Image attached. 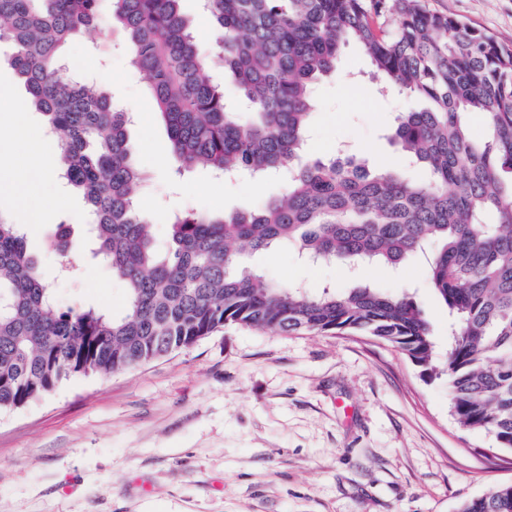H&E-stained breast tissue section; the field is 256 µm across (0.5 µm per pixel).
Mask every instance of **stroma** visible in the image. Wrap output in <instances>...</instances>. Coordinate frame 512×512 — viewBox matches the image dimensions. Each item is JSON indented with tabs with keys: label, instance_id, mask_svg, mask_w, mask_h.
<instances>
[{
	"label": "stroma",
	"instance_id": "1",
	"mask_svg": "<svg viewBox=\"0 0 512 512\" xmlns=\"http://www.w3.org/2000/svg\"><path fill=\"white\" fill-rule=\"evenodd\" d=\"M425 2L512 44V0ZM62 61L135 115L129 146L145 171L135 198L155 222L157 244L175 213L247 210L284 191L278 179L223 180L205 167L176 180L166 125L118 31H91L65 46ZM371 70L351 43L336 74L315 84L312 154L396 161L385 134L406 99L379 95ZM54 200L58 208L27 245L58 306L122 314L124 286L93 253L81 195L54 171L25 197L32 208ZM61 224L70 229L74 276L57 271L51 242ZM255 261L276 282L312 292L362 278L293 248ZM413 275L417 305L446 351L448 312L424 257ZM498 485H512V452L457 425L447 378L424 382L408 357L365 336L228 324L135 368L68 377L0 413V512H458Z\"/></svg>",
	"mask_w": 512,
	"mask_h": 512
}]
</instances>
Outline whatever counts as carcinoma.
<instances>
[{
    "label": "carcinoma",
    "mask_w": 512,
    "mask_h": 512,
    "mask_svg": "<svg viewBox=\"0 0 512 512\" xmlns=\"http://www.w3.org/2000/svg\"><path fill=\"white\" fill-rule=\"evenodd\" d=\"M204 2L216 32L207 50L181 0H112L109 24L148 81L178 173L199 164L226 178L284 173L288 189L247 211L178 214L161 250L133 197L144 172L129 148V116L99 84L70 76L60 56L99 26L102 0H0V41L11 43L30 106L57 137L97 255L126 291L120 316L59 308L21 225L0 219V412L69 376H107L189 347L227 323L369 336L431 381L436 342L409 290L311 293L276 284L253 256L294 244L312 262L405 272L434 245L427 278L448 308L451 415L512 451V47L424 0ZM350 42L382 88L411 102L388 140L420 175L309 154L312 86L336 72ZM211 54L224 59L250 120L226 111ZM473 112L486 118L479 142ZM460 512H512V485L465 500Z\"/></svg>",
    "instance_id": "cac0c4a2"
}]
</instances>
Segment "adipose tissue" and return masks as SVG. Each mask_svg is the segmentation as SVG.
I'll return each instance as SVG.
<instances>
[{
	"label": "adipose tissue",
	"instance_id": "obj_1",
	"mask_svg": "<svg viewBox=\"0 0 512 512\" xmlns=\"http://www.w3.org/2000/svg\"><path fill=\"white\" fill-rule=\"evenodd\" d=\"M28 106L14 91L0 86V113L16 124V135L25 149L26 163L16 168L0 165V200H17L20 191H35L52 158L41 134L30 131L25 119Z\"/></svg>",
	"mask_w": 512,
	"mask_h": 512
}]
</instances>
